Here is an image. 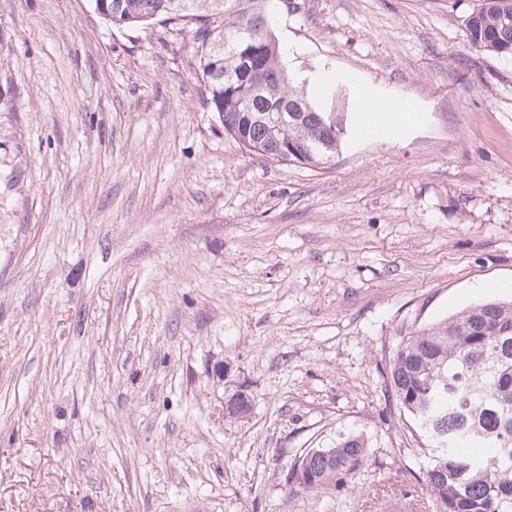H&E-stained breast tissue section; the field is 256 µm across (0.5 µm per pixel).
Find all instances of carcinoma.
<instances>
[{"mask_svg":"<svg viewBox=\"0 0 512 512\" xmlns=\"http://www.w3.org/2000/svg\"><path fill=\"white\" fill-rule=\"evenodd\" d=\"M278 0H94L117 27L195 25L206 106L245 151L318 168L343 128L287 74L273 17ZM472 45L512 57V0H481L467 19ZM299 103L281 122L267 114ZM430 456L426 487L436 512H512V300H491L412 333L386 371ZM445 450L434 453L438 442ZM367 451L358 437L309 451L299 462L317 491L353 477Z\"/></svg>","mask_w":512,"mask_h":512,"instance_id":"obj_1","label":"carcinoma"}]
</instances>
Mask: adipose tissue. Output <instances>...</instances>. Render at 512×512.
<instances>
[{"label": "adipose tissue", "mask_w": 512, "mask_h": 512, "mask_svg": "<svg viewBox=\"0 0 512 512\" xmlns=\"http://www.w3.org/2000/svg\"><path fill=\"white\" fill-rule=\"evenodd\" d=\"M313 82L319 91L340 82L347 85L353 95V109L358 114V134L361 141L367 143L398 140L424 123L427 117L414 100L387 95L364 79L344 71L318 72Z\"/></svg>", "instance_id": "obj_1"}]
</instances>
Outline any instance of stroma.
<instances>
[{"instance_id":"obj_1","label":"stroma","mask_w":512,"mask_h":512,"mask_svg":"<svg viewBox=\"0 0 512 512\" xmlns=\"http://www.w3.org/2000/svg\"><path fill=\"white\" fill-rule=\"evenodd\" d=\"M294 75L351 71L428 122L321 169L243 150L190 28L0 0V512H390L429 459L385 375L512 282V58L479 0H293ZM243 418L225 415L237 390ZM364 439L355 477L287 482ZM472 45L512 57V0H481L467 19Z\"/></svg>"}]
</instances>
